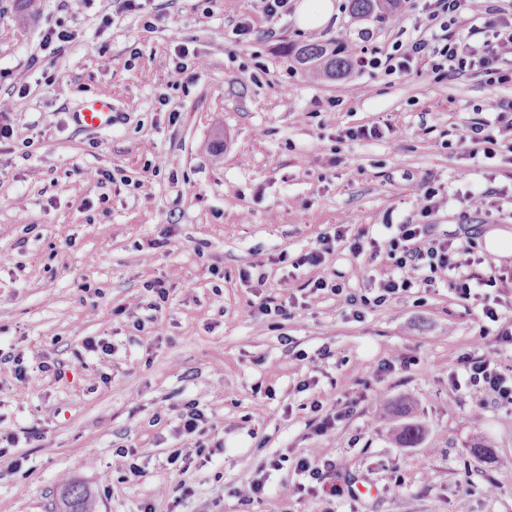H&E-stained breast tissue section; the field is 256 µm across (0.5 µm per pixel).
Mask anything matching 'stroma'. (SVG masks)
<instances>
[{
	"label": "stroma",
	"mask_w": 512,
	"mask_h": 512,
	"mask_svg": "<svg viewBox=\"0 0 512 512\" xmlns=\"http://www.w3.org/2000/svg\"><path fill=\"white\" fill-rule=\"evenodd\" d=\"M299 2L272 17L263 0H144L137 11L122 0H38L25 14L0 0V98L28 92L24 111L0 114L13 130L0 140V351L22 353L28 368L25 382H0V433L18 436L23 460L17 472L0 469V512H54L63 474L92 489L98 512H512V416L497 403L478 408L450 375L475 348L496 352L512 377V246L489 291L505 310L494 324L481 300L446 281L357 316L303 285L322 276L360 294L390 260L339 247L320 268L300 262L341 220L379 240L428 222L477 253L493 234L512 242V153L474 158L455 137L474 119L495 120L512 87L476 71L310 79L288 47L347 38L387 54L447 32L403 11L388 24L359 21L349 0H332L331 20L308 31ZM59 24L75 38L44 54V31ZM179 45L204 68L177 72ZM363 86L370 95L355 96ZM95 94L111 98L112 128L74 121ZM363 125L381 137L345 138ZM95 171L105 176L97 187L87 180ZM423 179L438 190L426 216L414 197ZM476 190L488 192L492 214L463 207ZM155 279L169 291L158 310L146 289ZM268 296L292 300L291 317L262 315ZM88 336L108 339L111 356L85 352ZM398 352L411 365L386 369ZM43 361L60 375L39 372ZM318 397L346 414L323 435L312 426ZM399 399L424 430L411 448L394 443L393 423L373 419ZM189 400L214 454L181 475L166 458L196 446L176 433ZM32 429L42 439L24 440ZM478 442L494 460L471 455ZM122 448L134 449L139 477L128 478ZM279 455L269 493L241 505L237 489ZM302 456L331 462L330 479L370 494H277Z\"/></svg>",
	"instance_id": "1"
}]
</instances>
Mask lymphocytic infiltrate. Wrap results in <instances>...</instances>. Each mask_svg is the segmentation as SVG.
Masks as SVG:
<instances>
[{
  "label": "lymphocytic infiltrate",
  "mask_w": 512,
  "mask_h": 512,
  "mask_svg": "<svg viewBox=\"0 0 512 512\" xmlns=\"http://www.w3.org/2000/svg\"><path fill=\"white\" fill-rule=\"evenodd\" d=\"M490 13L492 38L482 47L470 46L453 37L440 45L417 39L401 51L383 57L364 48L354 49L355 63L362 70L382 68L407 76L412 73L414 66L423 62L437 80L477 71L484 75L490 86H512V69L500 65L503 55L512 54V14L497 6L492 7ZM340 245L346 247L353 258L366 256L374 260L384 255L393 260L396 267L395 272L378 281L376 292L371 296L346 292L340 284L330 283L322 277L314 280L312 291H330L342 297L344 304L351 307L379 306L392 296L428 288L447 279L453 280L457 293L465 298L478 288L495 284L491 276L496 269L494 255L487 252L479 254L474 260L475 271L462 272L458 261L459 248L453 246L451 241L435 237L427 224L400 225L396 235L380 241L370 236L366 228L354 229L340 223L334 233L318 238L316 247L304 256L303 261L313 267L320 266L326 255L333 253ZM457 362L463 367L465 375L454 380L455 389L479 387L492 394L500 404L512 408V381L499 371L494 352L479 355L463 353L458 356Z\"/></svg>",
  "instance_id": "obj_1"
}]
</instances>
